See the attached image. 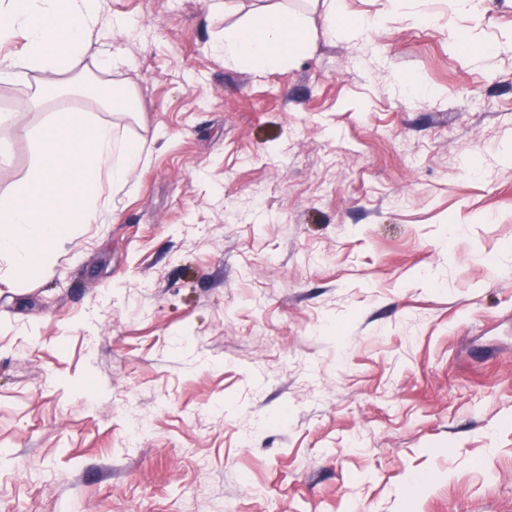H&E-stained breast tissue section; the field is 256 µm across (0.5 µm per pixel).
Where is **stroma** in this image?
Returning a JSON list of instances; mask_svg holds the SVG:
<instances>
[{"label":"stroma","mask_w":512,"mask_h":512,"mask_svg":"<svg viewBox=\"0 0 512 512\" xmlns=\"http://www.w3.org/2000/svg\"><path fill=\"white\" fill-rule=\"evenodd\" d=\"M100 0L145 167L35 275L0 258V512H512V0H343L371 28L245 69L256 0ZM140 21L130 36L114 15ZM150 422L125 447L130 414Z\"/></svg>","instance_id":"1"}]
</instances>
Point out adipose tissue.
Here are the masks:
<instances>
[{
	"label": "adipose tissue",
	"mask_w": 512,
	"mask_h": 512,
	"mask_svg": "<svg viewBox=\"0 0 512 512\" xmlns=\"http://www.w3.org/2000/svg\"><path fill=\"white\" fill-rule=\"evenodd\" d=\"M98 20V0H0V48L16 37L25 39L20 52L0 51V82L36 72L41 86H51L90 54L100 70L124 69L128 64L124 56L93 51L87 34ZM309 43L303 17L280 6H266L225 34L213 50L240 67L285 66Z\"/></svg>",
	"instance_id": "adipose-tissue-1"
}]
</instances>
